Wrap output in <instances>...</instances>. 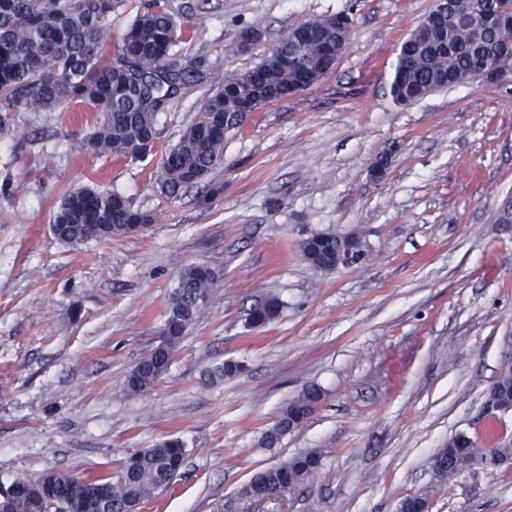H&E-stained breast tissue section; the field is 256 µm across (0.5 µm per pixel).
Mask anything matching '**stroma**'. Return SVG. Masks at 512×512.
Here are the masks:
<instances>
[{
    "mask_svg": "<svg viewBox=\"0 0 512 512\" xmlns=\"http://www.w3.org/2000/svg\"><path fill=\"white\" fill-rule=\"evenodd\" d=\"M193 5L190 50L211 80L254 67L298 24H352L335 69L247 116L224 138L220 191L201 202L155 180L162 148L195 116L192 91L157 119L136 162L81 149L95 116L11 112L0 130V481L50 471L118 477L134 451L177 438L185 465L141 512H512V465L435 475L462 434L512 439L485 408L512 359V70L410 106L389 86L402 42L433 0H171ZM262 37L235 51L241 29ZM151 213L144 228L60 244L56 206L86 182ZM357 234L356 264L325 272L310 235ZM211 268L207 305L167 371L139 395L124 380L159 342L188 265ZM283 307L254 326L267 296ZM232 360L233 377L205 371ZM321 399L279 444L262 437L307 386ZM315 450L317 471L262 503L258 472Z\"/></svg>",
    "mask_w": 512,
    "mask_h": 512,
    "instance_id": "stroma-1",
    "label": "stroma"
}]
</instances>
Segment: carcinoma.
<instances>
[{"label":"carcinoma","mask_w":512,"mask_h":512,"mask_svg":"<svg viewBox=\"0 0 512 512\" xmlns=\"http://www.w3.org/2000/svg\"><path fill=\"white\" fill-rule=\"evenodd\" d=\"M126 0H0V112H54L66 101L91 106L97 112L94 129L82 143L92 156L140 160L146 143L156 138L157 115L181 99L203 78L205 58L192 54L174 60L182 38L183 10L168 0H144L114 50H109L112 13ZM317 30L289 45L296 64L284 67L271 53L258 64L265 82L256 86L232 77L215 82L197 102L196 118L178 142L162 154L157 180L176 198L208 183L224 160V134L213 128L215 113L232 112L238 96L265 99L284 92L303 78L316 79L325 68V46L344 51L345 32L330 17L316 19ZM512 47V29L492 31L462 23L450 12L435 25L419 23L402 43L390 93L395 102L419 101L431 92L467 83L487 61ZM150 213L135 207L123 194L85 184L57 205L51 233L60 243L76 247L90 240L110 239L150 224ZM362 256L359 238L350 234H314L302 244L305 260L323 271L336 269V258ZM215 276L207 268L186 267L173 288L161 341L130 372L125 388L131 394L149 390L164 374L180 342L207 304ZM281 303L271 296L249 313L251 324L274 320ZM320 400L315 386L306 388L282 411L264 434V443L277 444L290 425L305 422ZM468 440L457 435L439 450L437 459L449 469L464 455ZM185 446L177 438L145 448L121 461L117 481L47 472L36 479L17 476L0 482L1 491L15 495L12 512H133L168 489L179 475ZM320 465L314 450L257 473L254 488L274 491L304 479Z\"/></svg>","instance_id":"carcinoma-1"}]
</instances>
